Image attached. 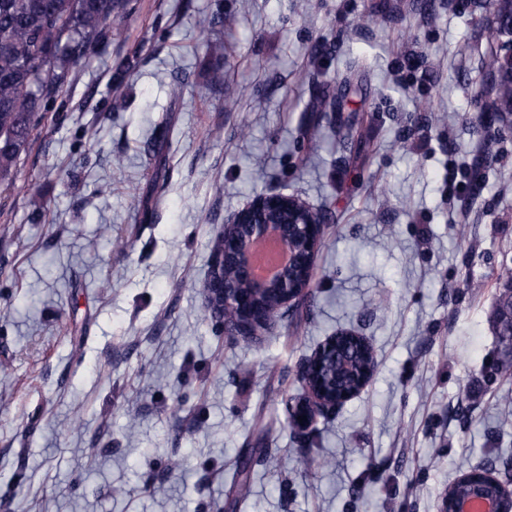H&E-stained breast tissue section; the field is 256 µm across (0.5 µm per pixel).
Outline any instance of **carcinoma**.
Instances as JSON below:
<instances>
[{"instance_id": "1", "label": "carcinoma", "mask_w": 512, "mask_h": 512, "mask_svg": "<svg viewBox=\"0 0 512 512\" xmlns=\"http://www.w3.org/2000/svg\"><path fill=\"white\" fill-rule=\"evenodd\" d=\"M126 21L121 0H0V179L27 150L44 101L92 58L100 37ZM233 25V18L219 12L205 20L203 46L212 59L224 58L217 31ZM337 351L369 365L366 352L344 339ZM331 465L305 451L294 459L295 469L312 480Z\"/></svg>"}]
</instances>
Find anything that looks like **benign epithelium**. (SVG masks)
Instances as JSON below:
<instances>
[{
  "label": "benign epithelium",
  "mask_w": 512,
  "mask_h": 512,
  "mask_svg": "<svg viewBox=\"0 0 512 512\" xmlns=\"http://www.w3.org/2000/svg\"><path fill=\"white\" fill-rule=\"evenodd\" d=\"M497 9L492 33L500 43L497 64L492 71L494 93L490 108L512 123V0H494ZM285 206H293L307 214L304 224L278 223L266 219ZM268 236L276 239L288 254L287 263L271 278L259 280L251 264V246ZM323 236V224L317 213L301 199L280 192L255 196L236 211L217 234L211 257L206 295L208 309L223 322L224 333L231 337L255 338L267 330L278 313L303 304L310 292L311 271L315 252ZM233 313L224 321V311ZM336 357V337L331 336L299 367L305 385L303 396L288 404L289 423L293 432L307 438L318 418H329L369 382L364 376L345 390V395L328 394L320 373L328 358ZM307 417L300 422L298 417ZM487 477L498 484L501 495L490 497L476 488L468 496L454 502L452 512H465L474 501L484 505V512H506L512 505V492L490 469Z\"/></svg>",
  "instance_id": "benign-epithelium-1"
}]
</instances>
